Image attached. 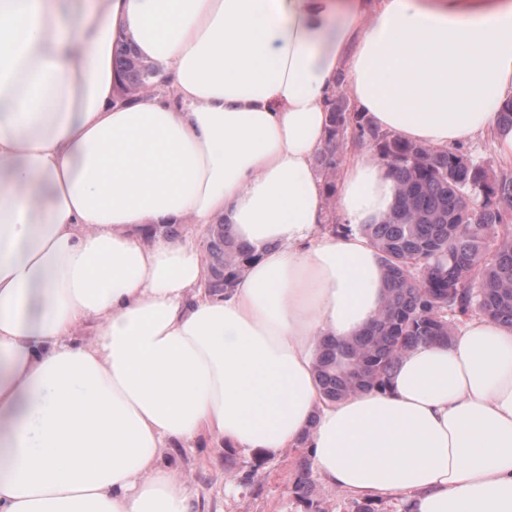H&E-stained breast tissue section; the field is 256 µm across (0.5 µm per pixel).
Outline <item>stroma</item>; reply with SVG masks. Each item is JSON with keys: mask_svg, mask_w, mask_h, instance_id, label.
<instances>
[{"mask_svg": "<svg viewBox=\"0 0 512 512\" xmlns=\"http://www.w3.org/2000/svg\"><path fill=\"white\" fill-rule=\"evenodd\" d=\"M302 451L274 455L227 449L215 441L165 449L164 457L193 483L206 512H305L294 493Z\"/></svg>", "mask_w": 512, "mask_h": 512, "instance_id": "1", "label": "stroma"}]
</instances>
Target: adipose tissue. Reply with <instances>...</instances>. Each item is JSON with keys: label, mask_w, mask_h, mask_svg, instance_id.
Returning <instances> with one entry per match:
<instances>
[{"label": "adipose tissue", "mask_w": 512, "mask_h": 512, "mask_svg": "<svg viewBox=\"0 0 512 512\" xmlns=\"http://www.w3.org/2000/svg\"><path fill=\"white\" fill-rule=\"evenodd\" d=\"M123 41L170 94L124 95ZM340 85L381 130L512 164V0H0V512H199L163 451L202 437L306 446L411 512H512V328L474 317L386 391L321 398L318 339L385 295L359 227L396 198L357 153L325 225ZM223 223L258 253L226 293L166 233Z\"/></svg>", "instance_id": "adipose-tissue-1"}]
</instances>
